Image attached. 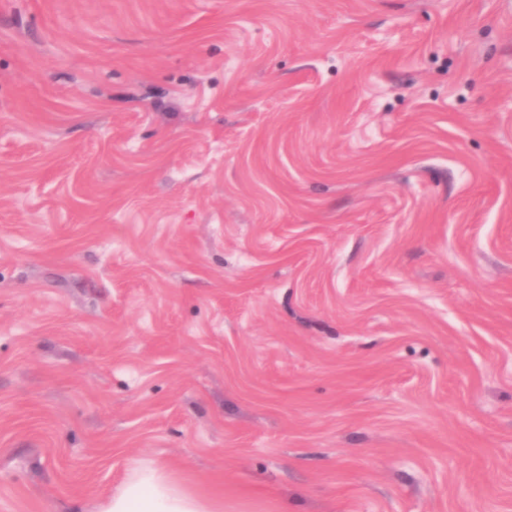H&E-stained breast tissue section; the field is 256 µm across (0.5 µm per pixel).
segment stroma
<instances>
[{
    "label": "stroma",
    "instance_id": "35a3bbf8",
    "mask_svg": "<svg viewBox=\"0 0 512 512\" xmlns=\"http://www.w3.org/2000/svg\"><path fill=\"white\" fill-rule=\"evenodd\" d=\"M512 512V0H0V512ZM224 501L200 494L151 464L135 468L99 512H223Z\"/></svg>",
    "mask_w": 512,
    "mask_h": 512
}]
</instances>
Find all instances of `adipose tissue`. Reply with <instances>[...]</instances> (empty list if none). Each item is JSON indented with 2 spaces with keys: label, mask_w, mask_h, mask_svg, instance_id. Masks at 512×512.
<instances>
[{
  "label": "adipose tissue",
  "mask_w": 512,
  "mask_h": 512,
  "mask_svg": "<svg viewBox=\"0 0 512 512\" xmlns=\"http://www.w3.org/2000/svg\"><path fill=\"white\" fill-rule=\"evenodd\" d=\"M101 512H224L223 500L200 494L150 464L135 468Z\"/></svg>",
  "instance_id": "ef3b65f1"
}]
</instances>
